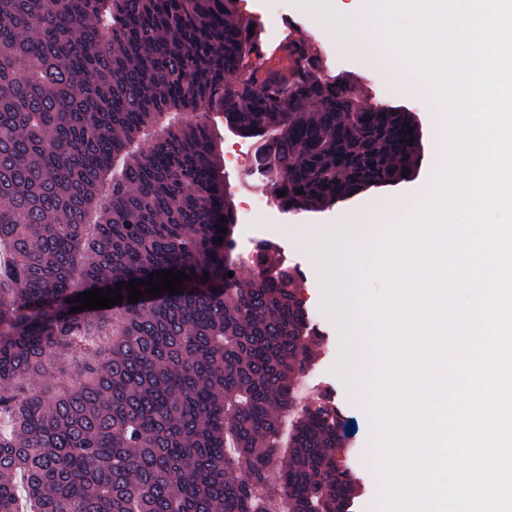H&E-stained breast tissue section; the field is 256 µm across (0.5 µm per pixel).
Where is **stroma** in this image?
<instances>
[{"instance_id":"stroma-1","label":"stroma","mask_w":512,"mask_h":512,"mask_svg":"<svg viewBox=\"0 0 512 512\" xmlns=\"http://www.w3.org/2000/svg\"><path fill=\"white\" fill-rule=\"evenodd\" d=\"M243 16L254 23L258 37L268 48L278 46L287 35L303 42L319 62L318 75L333 81L345 79L358 87V102L367 108H398L414 115L422 135L421 160L407 178L386 186H372L336 204L296 212L291 224H262L258 230L264 242L274 246V257L284 265L298 268L304 281L301 292L309 313L324 335L317 364L301 389L304 401L315 400L322 391H329L341 406L346 418V431L351 446L350 463L364 484L357 512H373L380 493L379 477L375 471V421L367 399H351L343 378L334 367L341 347L340 332L323 309L324 292L321 276L315 270L313 243L306 240L303 225L326 226L337 221L340 214L353 212L366 200L376 197H395L415 204L420 202L440 165L435 151L439 138L441 115L432 94L427 89L412 90L387 82L364 58L340 50L333 36L318 25L314 14L296 0H263L259 9L244 8ZM300 22L296 32H289L288 19ZM224 185L235 211H242L252 199H269L267 186L246 181L242 166L225 164Z\"/></svg>"}]
</instances>
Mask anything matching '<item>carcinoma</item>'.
<instances>
[{
    "label": "carcinoma",
    "instance_id": "1",
    "mask_svg": "<svg viewBox=\"0 0 512 512\" xmlns=\"http://www.w3.org/2000/svg\"><path fill=\"white\" fill-rule=\"evenodd\" d=\"M249 28L240 0H0V512H347L341 410L297 397L319 338L299 273L231 260L220 151L187 114L255 140L245 178L286 212L403 179L419 127L354 109L303 43L228 84ZM160 270L192 279L70 312Z\"/></svg>",
    "mask_w": 512,
    "mask_h": 512
}]
</instances>
